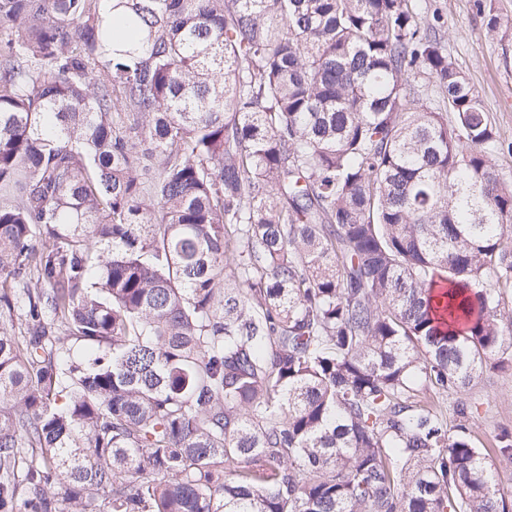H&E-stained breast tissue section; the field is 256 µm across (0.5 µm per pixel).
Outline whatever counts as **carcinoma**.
Wrapping results in <instances>:
<instances>
[{"label":"carcinoma","mask_w":512,"mask_h":512,"mask_svg":"<svg viewBox=\"0 0 512 512\" xmlns=\"http://www.w3.org/2000/svg\"><path fill=\"white\" fill-rule=\"evenodd\" d=\"M437 22L0 0V512H509L512 432L417 401L512 335V179Z\"/></svg>","instance_id":"obj_1"}]
</instances>
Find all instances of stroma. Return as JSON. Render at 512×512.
Listing matches in <instances>:
<instances>
[{
    "instance_id": "35a3bbf8",
    "label": "stroma",
    "mask_w": 512,
    "mask_h": 512,
    "mask_svg": "<svg viewBox=\"0 0 512 512\" xmlns=\"http://www.w3.org/2000/svg\"><path fill=\"white\" fill-rule=\"evenodd\" d=\"M477 0H419L422 12L439 17L436 35L483 101L505 151L495 159L504 178L512 177V36L486 34ZM474 407L469 422L477 447H490L501 430H512V367L486 369L466 393Z\"/></svg>"
}]
</instances>
